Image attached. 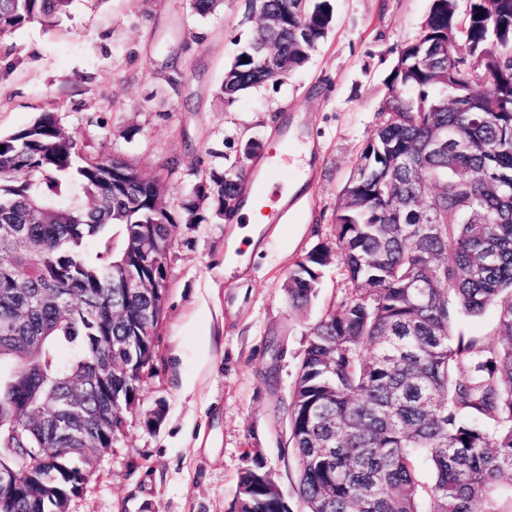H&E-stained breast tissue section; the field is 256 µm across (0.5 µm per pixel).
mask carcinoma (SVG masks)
<instances>
[{"label":"carcinoma","instance_id":"obj_1","mask_svg":"<svg viewBox=\"0 0 512 512\" xmlns=\"http://www.w3.org/2000/svg\"><path fill=\"white\" fill-rule=\"evenodd\" d=\"M71 0H0V36L67 15ZM223 0H191L206 17ZM281 17L283 74L303 67L333 23L329 0H267ZM459 47L448 67V40ZM256 36L224 70L221 98L277 81L261 64ZM336 207L334 241L352 285L346 301L310 328L285 413L302 512H505L496 491L512 477V0H431L418 36L403 43L378 110ZM452 133L431 153L437 135ZM425 160L422 190L407 168ZM242 166L211 167L171 211L165 186L114 155H86L46 110L0 135V224L37 252L0 248V465H27L0 485V512H59L86 491L69 441L50 423L63 414L47 398L96 367L112 368V409L85 428L112 447L160 323L140 311L145 292L115 315L109 272L126 256L150 279L155 261L130 248L147 230L170 234L181 219L216 216L243 190ZM494 219L492 224L483 218ZM95 240L94 257L84 245ZM323 244L288 272V300L304 308L331 262ZM494 306L499 342L457 336L462 315ZM72 350L66 362L63 348ZM433 480L421 482L418 458ZM54 476V491L31 483ZM279 484L257 456L238 477L234 512H287ZM427 510H422V501Z\"/></svg>","mask_w":512,"mask_h":512}]
</instances>
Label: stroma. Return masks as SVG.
I'll return each mask as SVG.
<instances>
[{
  "mask_svg": "<svg viewBox=\"0 0 512 512\" xmlns=\"http://www.w3.org/2000/svg\"><path fill=\"white\" fill-rule=\"evenodd\" d=\"M332 4L335 23L303 68L230 104L218 97L224 68L256 26L244 0L204 18L190 0H73L54 28L33 22L0 37V134L51 109L86 152L151 174L178 159L163 176L170 205L200 169L239 160L250 178L265 170L281 184L310 165L245 268L224 261L234 225L214 216L175 225L154 375L69 512H232L238 476L257 455L293 497L283 406L311 327L350 285L337 257L305 308L289 304L284 284L308 251L333 244L336 204L376 132L397 50L430 0ZM249 140L262 150L246 160Z\"/></svg>",
  "mask_w": 512,
  "mask_h": 512,
  "instance_id": "35a3bbf8",
  "label": "stroma"
}]
</instances>
